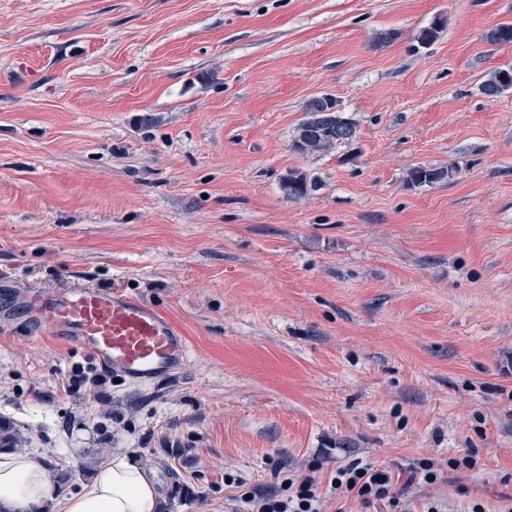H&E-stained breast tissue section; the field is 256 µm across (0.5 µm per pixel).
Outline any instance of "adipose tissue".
<instances>
[{
    "label": "adipose tissue",
    "mask_w": 512,
    "mask_h": 512,
    "mask_svg": "<svg viewBox=\"0 0 512 512\" xmlns=\"http://www.w3.org/2000/svg\"><path fill=\"white\" fill-rule=\"evenodd\" d=\"M157 512L159 492L150 475L128 456L104 463L77 494L56 497L47 470L24 453L0 452V512Z\"/></svg>",
    "instance_id": "obj_1"
}]
</instances>
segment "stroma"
Instances as JSON below:
<instances>
[{
  "label": "stroma",
  "mask_w": 512,
  "mask_h": 512,
  "mask_svg": "<svg viewBox=\"0 0 512 512\" xmlns=\"http://www.w3.org/2000/svg\"><path fill=\"white\" fill-rule=\"evenodd\" d=\"M503 22L512 0H0L17 451L69 472L64 494L133 456L158 512H230L228 478L325 485L353 463L400 475L412 512H512V91H479L512 67V44L484 39ZM323 93L358 138L298 154ZM419 166L455 176L408 184ZM294 169L317 190L288 197ZM77 281L167 313L186 367L133 385L33 335L27 300ZM79 373L96 384L70 389ZM424 459L437 482L405 484ZM479 88L484 96L496 98L505 91L512 90V78H508L501 69H495L485 76Z\"/></svg>",
  "instance_id": "obj_1"
}]
</instances>
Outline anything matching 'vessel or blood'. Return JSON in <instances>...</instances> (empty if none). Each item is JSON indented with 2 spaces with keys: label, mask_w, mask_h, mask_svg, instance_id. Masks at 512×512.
Instances as JSON below:
<instances>
[{
  "label": "vessel or blood",
  "mask_w": 512,
  "mask_h": 512,
  "mask_svg": "<svg viewBox=\"0 0 512 512\" xmlns=\"http://www.w3.org/2000/svg\"><path fill=\"white\" fill-rule=\"evenodd\" d=\"M32 326L73 343L101 366L140 385L173 374L189 361L186 336L158 307L84 285L47 290L31 301Z\"/></svg>",
  "instance_id": "1"
}]
</instances>
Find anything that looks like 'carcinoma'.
<instances>
[{
  "mask_svg": "<svg viewBox=\"0 0 512 512\" xmlns=\"http://www.w3.org/2000/svg\"><path fill=\"white\" fill-rule=\"evenodd\" d=\"M444 25L435 22L421 29L416 42L421 47L432 45L443 31ZM485 40L491 45L512 43V23H501L491 27L485 34ZM481 93L489 98H496L506 91L512 90V78L502 70L490 71L479 85ZM322 108V102L312 97L304 106L305 116L299 124L292 139L293 151L299 154L327 153L338 147H346L357 139V123L344 112L335 113L332 120L318 117L316 110ZM453 177L451 167H416L409 171L407 182L414 186L443 183ZM284 187L288 196L299 199L317 188V183L295 170L288 172Z\"/></svg>",
  "mask_w": 512,
  "mask_h": 512,
  "instance_id": "1",
  "label": "carcinoma"
}]
</instances>
